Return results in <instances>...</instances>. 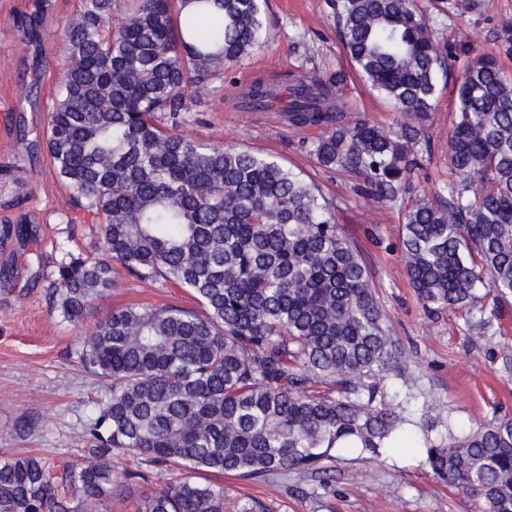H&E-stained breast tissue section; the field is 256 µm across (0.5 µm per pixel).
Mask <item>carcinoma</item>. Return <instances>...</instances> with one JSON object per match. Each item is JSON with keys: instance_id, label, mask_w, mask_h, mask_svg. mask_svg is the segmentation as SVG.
<instances>
[{"instance_id": "carcinoma-1", "label": "carcinoma", "mask_w": 512, "mask_h": 512, "mask_svg": "<svg viewBox=\"0 0 512 512\" xmlns=\"http://www.w3.org/2000/svg\"><path fill=\"white\" fill-rule=\"evenodd\" d=\"M190 12H185L187 6ZM39 16L16 27L37 36ZM355 72L399 113L395 133L335 106L346 74L289 71L240 89L236 104L328 129L318 164L357 174L360 190L402 213V254L426 306L473 305L478 290L512 292V80L494 57L473 60L455 88L448 199H405L414 148L455 62L417 0H336ZM262 0H82L64 29L47 109L46 150L72 198L102 220L99 258L70 256L51 292L81 322L113 287L112 265L190 292L202 311L117 308L78 342L108 382L86 424L82 461L35 456L0 463V512H96L137 481V512H224L218 472L245 480L292 471L329 479L336 450L421 451L434 476L512 512V421L432 434L441 409L385 401L408 378L370 271L338 230L335 206L271 157L177 132L188 99L259 48ZM330 386L316 394L312 384ZM175 465L152 485L114 473L112 454Z\"/></svg>"}]
</instances>
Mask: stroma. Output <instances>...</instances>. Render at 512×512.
Wrapping results in <instances>:
<instances>
[{
  "label": "stroma",
  "mask_w": 512,
  "mask_h": 512,
  "mask_svg": "<svg viewBox=\"0 0 512 512\" xmlns=\"http://www.w3.org/2000/svg\"><path fill=\"white\" fill-rule=\"evenodd\" d=\"M38 40L19 39L16 20L33 0H0V462L20 456L81 460L87 446L89 398L103 393L101 378L86 372L77 337L97 317L65 321L50 297L58 263L67 254L96 256L99 225L78 207L57 178L44 142L46 109L62 62V34L80 0H46ZM333 0H267L262 46L209 81L183 113L180 130L203 142H224L271 156L313 183L336 204L341 233L369 269L380 307L409 360V381L397 384L399 403L434 401L459 428L512 420V293L487 291L470 308L426 309L405 273L398 207L358 191L357 175L320 166L312 155L325 130L293 127L274 112H243L231 105L233 83H277L288 70L318 75L348 70L339 102L346 123L367 120L396 130L398 116L349 62L336 34ZM436 27L457 59L426 127L423 167L408 196L433 197L448 181V138L455 118L453 92L467 64L494 55L512 78V0H454ZM29 234L17 238L16 226ZM198 309L193 294L172 284H149L117 269L101 311L130 304ZM334 479L322 486L303 472L244 480L199 473L202 484L224 488V512H482L480 497L448 486L406 448L381 456L337 453Z\"/></svg>",
  "instance_id": "stroma-1"
}]
</instances>
